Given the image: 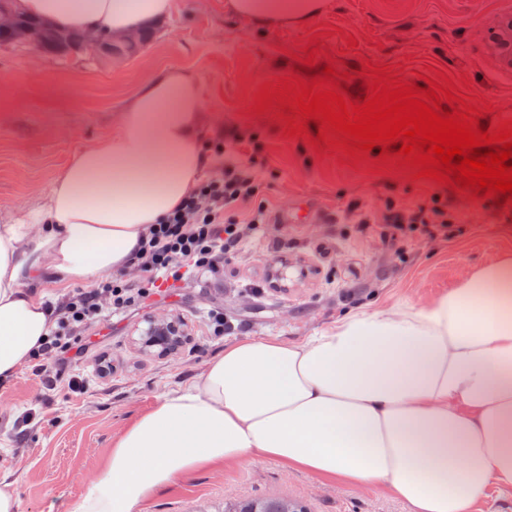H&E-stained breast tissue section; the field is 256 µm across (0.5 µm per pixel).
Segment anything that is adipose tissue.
I'll use <instances>...</instances> for the list:
<instances>
[{
    "label": "adipose tissue",
    "instance_id": "obj_1",
    "mask_svg": "<svg viewBox=\"0 0 512 512\" xmlns=\"http://www.w3.org/2000/svg\"><path fill=\"white\" fill-rule=\"evenodd\" d=\"M173 0H17L19 11L115 33ZM323 0H231L257 26L300 24ZM190 73L158 72L111 135L81 150L33 208L0 224V378L48 335L30 287L49 272L89 284L128 267L151 225L193 193L212 157ZM274 459L352 486L382 485L412 512H475L512 490V256L423 307L344 314L298 342L248 337L165 395L119 439L74 512H138L204 467Z\"/></svg>",
    "mask_w": 512,
    "mask_h": 512
}]
</instances>
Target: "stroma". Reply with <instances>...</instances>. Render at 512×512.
Returning <instances> with one entry per match:
<instances>
[{
	"label": "stroma",
	"mask_w": 512,
	"mask_h": 512,
	"mask_svg": "<svg viewBox=\"0 0 512 512\" xmlns=\"http://www.w3.org/2000/svg\"><path fill=\"white\" fill-rule=\"evenodd\" d=\"M226 2L173 0L153 43L122 63L0 47V221L39 203L74 156L110 134L138 89L168 67L199 81L209 140L231 129L259 139L267 157L260 196L279 217L219 273L179 282L154 296L151 307L89 326L88 354L69 370L81 392L63 381L49 384L27 365L0 382V477L13 482L20 512H72L125 429L201 375L225 343L300 341L358 306H422L512 254V206L411 179L402 167L375 168L374 150L357 163L339 148L315 152L310 141L285 134L279 109L252 110L260 85L291 75L293 53L317 33L315 72L331 57L343 72L368 59L414 83L442 72L456 82L457 96L492 105L488 122L512 119V67L490 42L499 22L512 18V0H325L308 22L264 27L231 16ZM350 37L357 47L347 45ZM430 197L463 222L448 240L414 238L403 256L361 225L338 221L356 200L412 206ZM280 257L306 269V277L282 288L268 284L269 263ZM170 313L185 322L182 346L165 357L143 349L138 339L148 320ZM216 313L226 326L220 336L211 328ZM104 355L112 361L107 375L98 366ZM281 495L307 512H410L384 487L341 485L273 459L199 470L139 512H224L228 498Z\"/></svg>",
	"instance_id": "35a3bbf8"
}]
</instances>
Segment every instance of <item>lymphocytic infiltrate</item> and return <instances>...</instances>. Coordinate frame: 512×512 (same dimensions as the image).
Here are the masks:
<instances>
[{"label": "lymphocytic infiltrate", "instance_id": "f902f5d3", "mask_svg": "<svg viewBox=\"0 0 512 512\" xmlns=\"http://www.w3.org/2000/svg\"><path fill=\"white\" fill-rule=\"evenodd\" d=\"M212 150L224 158V174L201 181L197 190L163 223L155 225L142 240L132 261L141 277L130 281L123 273L101 278L97 287L78 289L57 305L54 320L37 356L51 359L50 366H37L38 374L52 372L63 379L66 368L85 356L81 335L85 327L106 314H123L148 307L160 285L184 280L188 274L217 271L225 256L240 252L261 232L272 216L259 202L256 172L262 168L251 141L226 134ZM343 221L372 229L386 248L406 254L419 235L452 236L457 214L438 201L404 207L389 202L371 207L350 203Z\"/></svg>", "mask_w": 512, "mask_h": 512}]
</instances>
